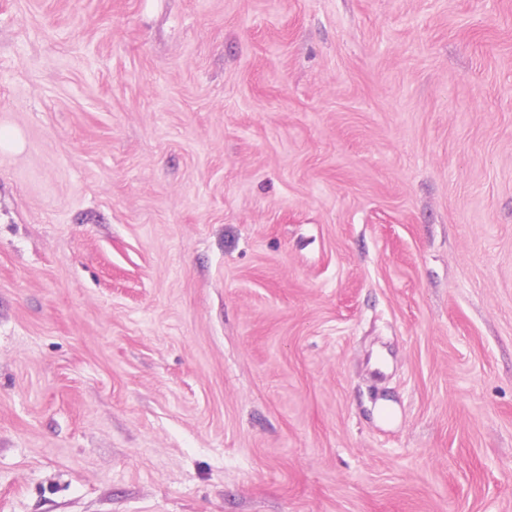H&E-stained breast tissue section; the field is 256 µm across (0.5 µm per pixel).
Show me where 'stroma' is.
I'll return each instance as SVG.
<instances>
[{"label": "stroma", "mask_w": 512, "mask_h": 512, "mask_svg": "<svg viewBox=\"0 0 512 512\" xmlns=\"http://www.w3.org/2000/svg\"><path fill=\"white\" fill-rule=\"evenodd\" d=\"M0 512H512V0H0Z\"/></svg>", "instance_id": "1"}]
</instances>
